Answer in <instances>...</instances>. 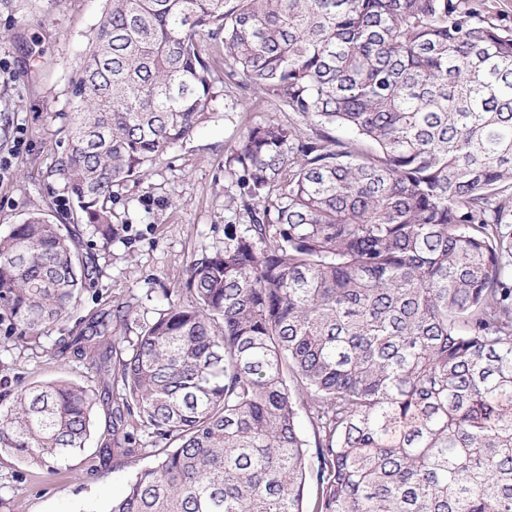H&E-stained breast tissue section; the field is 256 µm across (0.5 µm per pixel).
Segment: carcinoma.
<instances>
[{
	"mask_svg": "<svg viewBox=\"0 0 512 512\" xmlns=\"http://www.w3.org/2000/svg\"><path fill=\"white\" fill-rule=\"evenodd\" d=\"M107 2L57 163L103 239L113 186L209 118L201 32L301 119L247 129L225 207L249 223L100 357L122 387L100 453L142 452L133 417L165 444L107 512H512V28L479 0ZM95 273L80 230L29 214L0 236V326L41 333ZM89 330L63 348L109 315ZM92 410L34 384L0 406V452L66 462Z\"/></svg>",
	"mask_w": 512,
	"mask_h": 512,
	"instance_id": "1",
	"label": "carcinoma"
}]
</instances>
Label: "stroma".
Wrapping results in <instances>:
<instances>
[{
  "label": "stroma",
  "mask_w": 512,
  "mask_h": 512,
  "mask_svg": "<svg viewBox=\"0 0 512 512\" xmlns=\"http://www.w3.org/2000/svg\"><path fill=\"white\" fill-rule=\"evenodd\" d=\"M106 0H0V157L11 166L0 179V235L30 213L58 224L72 221L64 182L55 172L67 137L71 81L105 19ZM214 69L216 97L209 119L190 139L171 147L141 177L113 188L112 209L122 232L103 241L91 228L83 238L98 273L70 314L22 343L0 335V392L18 393L63 379L95 398V427L84 452L53 468L30 469L0 453V512H106L142 467L154 440L141 434L140 455L103 461L112 402L118 392L96 357L60 354L64 336L100 311L125 310L117 335L137 336L165 308L166 291L182 286L192 261L224 248L235 190L226 157L247 128L261 119L281 123L293 113L277 99L254 93L243 79L224 76L219 41L202 38ZM23 137L21 151L14 140Z\"/></svg>",
  "instance_id": "stroma-1"
}]
</instances>
